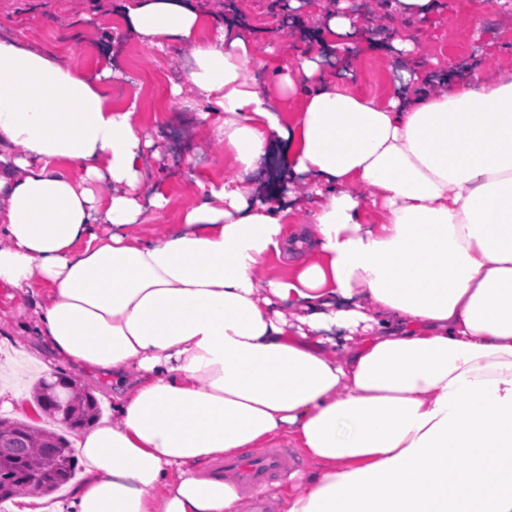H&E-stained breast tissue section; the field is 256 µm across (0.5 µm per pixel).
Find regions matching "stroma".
Instances as JSON below:
<instances>
[{
  "label": "stroma",
  "instance_id": "35a3bbf8",
  "mask_svg": "<svg viewBox=\"0 0 512 512\" xmlns=\"http://www.w3.org/2000/svg\"><path fill=\"white\" fill-rule=\"evenodd\" d=\"M119 0H0V32L22 42L39 45L49 54L68 59L70 65L89 70L102 59L112 58L122 75L108 90L114 103L136 102L144 127L153 134L160 152L157 174L169 195L173 208L160 216L163 224L175 223L178 210L194 199L193 179L202 175L220 180L225 166L222 154L198 133L182 111H172L170 87L185 78L186 55L180 47L157 52L131 39L115 7ZM465 0H441L442 9L429 24L390 17L384 28L374 18L383 14L385 0H368L362 15L368 30L376 38L386 39L401 31L415 36L419 59L436 58V70L469 59L476 53L489 62H500L503 46L512 47V8L501 6L486 10L481 18L484 37L473 42L451 34L454 25H463L467 17ZM224 10L242 15L247 22L262 28L259 41L263 59L283 66L311 47L314 39L312 14L294 10L290 0H221ZM358 92L383 97L391 89L395 72L388 56L369 52L359 63ZM195 166H188L187 158ZM30 310L23 295H0V330L8 337L0 341V385L29 396L32 384L41 377V369L29 361L28 352L36 345L28 336Z\"/></svg>",
  "mask_w": 512,
  "mask_h": 512
}]
</instances>
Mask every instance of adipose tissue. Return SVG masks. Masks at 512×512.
Here are the masks:
<instances>
[{
  "label": "adipose tissue",
  "instance_id": "ef3b65f1",
  "mask_svg": "<svg viewBox=\"0 0 512 512\" xmlns=\"http://www.w3.org/2000/svg\"><path fill=\"white\" fill-rule=\"evenodd\" d=\"M308 8L317 47L269 88L247 22L124 0L137 40L187 49L170 94L224 152L174 224L136 105L105 92L113 60L0 35V287L47 363L120 387L74 440L67 501L10 512H246L203 468L276 440L306 464L286 512H512V67L424 62L369 97L361 53L400 61L414 37ZM275 156L279 202L256 175Z\"/></svg>",
  "mask_w": 512,
  "mask_h": 512
}]
</instances>
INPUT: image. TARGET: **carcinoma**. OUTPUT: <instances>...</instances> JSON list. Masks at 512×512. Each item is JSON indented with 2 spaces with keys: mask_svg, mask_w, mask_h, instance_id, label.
Listing matches in <instances>:
<instances>
[{
  "mask_svg": "<svg viewBox=\"0 0 512 512\" xmlns=\"http://www.w3.org/2000/svg\"><path fill=\"white\" fill-rule=\"evenodd\" d=\"M32 396L55 423L75 431L97 418V401L71 379L41 380ZM77 459L62 434L26 421L0 427V502L16 495L54 492L70 482Z\"/></svg>",
  "mask_w": 512,
  "mask_h": 512,
  "instance_id": "obj_1",
  "label": "carcinoma"
}]
</instances>
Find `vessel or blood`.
Wrapping results in <instances>:
<instances>
[{"mask_svg":"<svg viewBox=\"0 0 512 512\" xmlns=\"http://www.w3.org/2000/svg\"><path fill=\"white\" fill-rule=\"evenodd\" d=\"M295 460L289 448L274 446L239 460L214 464L216 473L231 480L238 489H254L279 477L286 476Z\"/></svg>","mask_w":512,"mask_h":512,"instance_id":"b4317fda","label":"vessel or blood"}]
</instances>
